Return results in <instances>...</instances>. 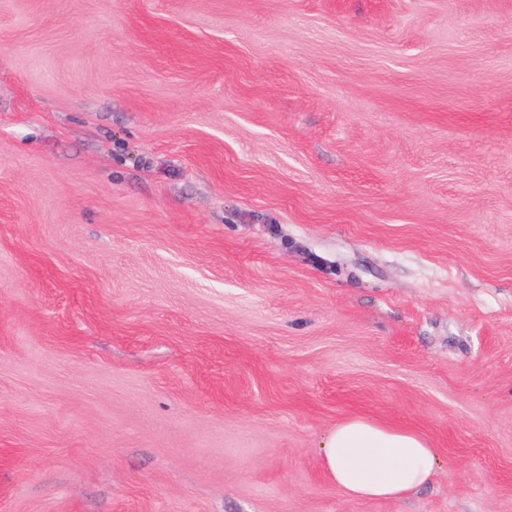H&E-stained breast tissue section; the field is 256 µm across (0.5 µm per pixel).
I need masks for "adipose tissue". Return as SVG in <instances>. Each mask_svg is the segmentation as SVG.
<instances>
[{
    "instance_id": "adipose-tissue-1",
    "label": "adipose tissue",
    "mask_w": 512,
    "mask_h": 512,
    "mask_svg": "<svg viewBox=\"0 0 512 512\" xmlns=\"http://www.w3.org/2000/svg\"><path fill=\"white\" fill-rule=\"evenodd\" d=\"M320 460L343 496L397 500L433 479L438 451L418 432L352 415L323 436Z\"/></svg>"
}]
</instances>
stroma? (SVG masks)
I'll return each mask as SVG.
<instances>
[{"instance_id":"obj_1","label":"stroma","mask_w":512,"mask_h":512,"mask_svg":"<svg viewBox=\"0 0 512 512\" xmlns=\"http://www.w3.org/2000/svg\"><path fill=\"white\" fill-rule=\"evenodd\" d=\"M0 512H512V0H0ZM320 460L343 496L397 500L433 479L438 450L416 431L352 415L323 436Z\"/></svg>"}]
</instances>
